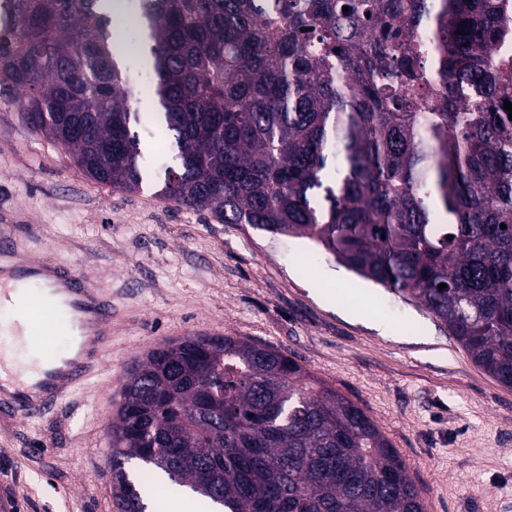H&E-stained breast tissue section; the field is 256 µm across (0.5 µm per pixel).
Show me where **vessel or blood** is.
<instances>
[{
    "instance_id": "obj_1",
    "label": "vessel or blood",
    "mask_w": 512,
    "mask_h": 512,
    "mask_svg": "<svg viewBox=\"0 0 512 512\" xmlns=\"http://www.w3.org/2000/svg\"><path fill=\"white\" fill-rule=\"evenodd\" d=\"M15 289L23 292L26 323L13 325L11 337L31 345L35 337L50 335L56 315L71 337L66 353L31 366L11 385L0 384L1 411L35 418L100 376L112 348V298L77 267L20 255L14 242L0 239V296Z\"/></svg>"
}]
</instances>
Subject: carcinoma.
<instances>
[{
    "label": "carcinoma",
    "instance_id": "cac0c4a2",
    "mask_svg": "<svg viewBox=\"0 0 512 512\" xmlns=\"http://www.w3.org/2000/svg\"><path fill=\"white\" fill-rule=\"evenodd\" d=\"M19 2L0 87L24 91L26 123L87 178L141 188L144 119L178 150L163 196L315 242L512 389L503 0H135L146 88L122 68L108 0ZM111 436L117 512H147L133 459L220 512H425L363 408L238 337L149 350Z\"/></svg>",
    "mask_w": 512,
    "mask_h": 512
}]
</instances>
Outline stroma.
I'll return each instance as SVG.
<instances>
[{"label":"stroma","instance_id":"1","mask_svg":"<svg viewBox=\"0 0 512 512\" xmlns=\"http://www.w3.org/2000/svg\"><path fill=\"white\" fill-rule=\"evenodd\" d=\"M126 192L97 184L0 94V229L112 294V352L96 386L34 419L0 414V512H117L111 425L125 372L167 340L274 347L365 408L400 452L426 512H512V389L431 315L321 247L227 224L160 196L167 139Z\"/></svg>","mask_w":512,"mask_h":512}]
</instances>
